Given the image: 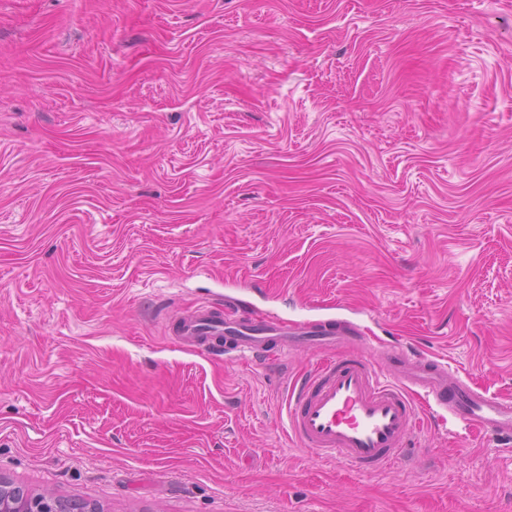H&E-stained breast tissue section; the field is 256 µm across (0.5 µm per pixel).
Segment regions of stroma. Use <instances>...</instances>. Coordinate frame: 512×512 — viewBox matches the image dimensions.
Masks as SVG:
<instances>
[{"mask_svg":"<svg viewBox=\"0 0 512 512\" xmlns=\"http://www.w3.org/2000/svg\"><path fill=\"white\" fill-rule=\"evenodd\" d=\"M344 322L512 397V0H0V476L102 512H512L444 409L364 472L169 332Z\"/></svg>","mask_w":512,"mask_h":512,"instance_id":"1","label":"stroma"}]
</instances>
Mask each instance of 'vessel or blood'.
<instances>
[{
  "label": "vessel or blood",
  "instance_id": "obj_1",
  "mask_svg": "<svg viewBox=\"0 0 512 512\" xmlns=\"http://www.w3.org/2000/svg\"><path fill=\"white\" fill-rule=\"evenodd\" d=\"M174 333L191 345L221 343L234 360L254 359L270 348L281 354L303 348L331 349L354 335L341 325L298 324L276 316L254 321L236 311L195 308ZM401 370L388 376L362 353L317 365L294 382L286 412L298 446L319 458L343 461L363 471L395 463L408 447L418 416L410 395L423 390L437 407L453 412L471 431L512 441V399L472 390L447 363L398 354Z\"/></svg>",
  "mask_w": 512,
  "mask_h": 512
}]
</instances>
